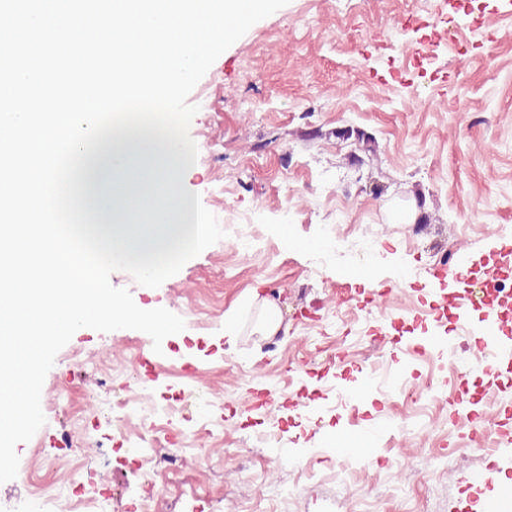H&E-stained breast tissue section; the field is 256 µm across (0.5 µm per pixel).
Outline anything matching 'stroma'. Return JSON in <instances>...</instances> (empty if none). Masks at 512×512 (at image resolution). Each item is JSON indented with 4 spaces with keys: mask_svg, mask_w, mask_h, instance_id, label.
Wrapping results in <instances>:
<instances>
[{
    "mask_svg": "<svg viewBox=\"0 0 512 512\" xmlns=\"http://www.w3.org/2000/svg\"><path fill=\"white\" fill-rule=\"evenodd\" d=\"M457 28L441 36L443 18ZM197 148L181 175L223 219L252 218L240 250L220 239L160 286L124 270L111 285L144 310L191 316L193 326L153 346L134 329L79 328L57 353L42 390L61 407L17 443L0 502L75 477L126 512L142 479L111 424L91 431L95 452L63 469L69 439L86 432V397L165 408L188 429L176 470L159 475L162 512H470L494 501L486 477L512 480V447L482 448L485 418L512 405V360L486 375L448 366L421 336L479 338L446 314L439 261L481 278L493 227L512 225V0H288L212 64L187 97ZM357 127L377 159L352 165L354 145L310 138ZM431 218L394 221V207ZM281 312L264 335V300ZM348 339L320 337L329 311ZM233 320L226 345L221 332ZM478 405L458 415L461 398ZM364 433L363 451L347 436Z\"/></svg>",
    "mask_w": 512,
    "mask_h": 512,
    "instance_id": "stroma-1",
    "label": "stroma"
}]
</instances>
